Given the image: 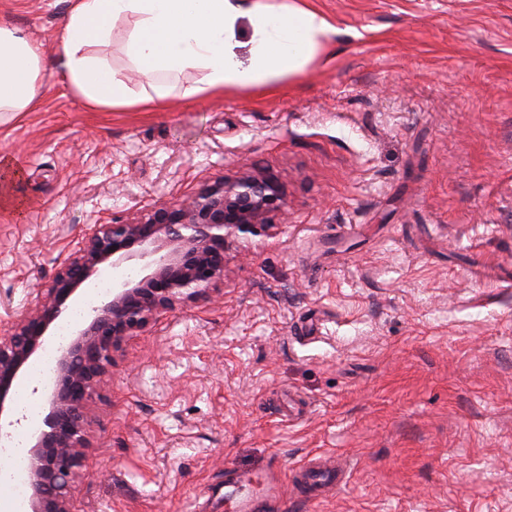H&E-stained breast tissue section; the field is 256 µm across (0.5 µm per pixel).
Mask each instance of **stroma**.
<instances>
[{
    "label": "stroma",
    "mask_w": 512,
    "mask_h": 512,
    "mask_svg": "<svg viewBox=\"0 0 512 512\" xmlns=\"http://www.w3.org/2000/svg\"><path fill=\"white\" fill-rule=\"evenodd\" d=\"M335 56L297 81L98 112L46 70L0 116V335L90 224L245 172L279 177V245L123 343L75 512H225L227 472L341 458L288 512H512V0H312ZM67 0H0L47 56ZM1 170V193L0 206L2 209H12L20 211L24 207V202L20 201L14 194V186L22 180L23 169L10 156L0 155Z\"/></svg>",
    "instance_id": "35a3bbf8"
}]
</instances>
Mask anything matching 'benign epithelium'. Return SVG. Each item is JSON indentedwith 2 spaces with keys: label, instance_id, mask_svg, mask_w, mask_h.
<instances>
[{
  "label": "benign epithelium",
  "instance_id": "benign-epithelium-1",
  "mask_svg": "<svg viewBox=\"0 0 512 512\" xmlns=\"http://www.w3.org/2000/svg\"><path fill=\"white\" fill-rule=\"evenodd\" d=\"M286 203L270 173H245L203 186L187 203L152 206L135 222L93 224L32 296L26 313L0 337V435L21 423L12 409L16 381L45 349L103 265L120 272L112 291L87 304L59 351L45 386L48 413L28 450V512H72L71 490L88 445L89 404L107 383L115 353L129 337L178 305L224 283L226 254L247 255L279 236Z\"/></svg>",
  "mask_w": 512,
  "mask_h": 512
}]
</instances>
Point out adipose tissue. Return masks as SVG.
Listing matches in <instances>:
<instances>
[{"instance_id": "adipose-tissue-1", "label": "adipose tissue", "mask_w": 512, "mask_h": 512, "mask_svg": "<svg viewBox=\"0 0 512 512\" xmlns=\"http://www.w3.org/2000/svg\"><path fill=\"white\" fill-rule=\"evenodd\" d=\"M127 18L134 26L126 55L143 79L137 91L91 51ZM336 32L307 0H71L61 50L51 61L22 29L0 20V112L38 107L49 62L89 109L159 108L174 95L192 100L297 79L311 64L332 58ZM190 70L197 80L182 83Z\"/></svg>"}]
</instances>
